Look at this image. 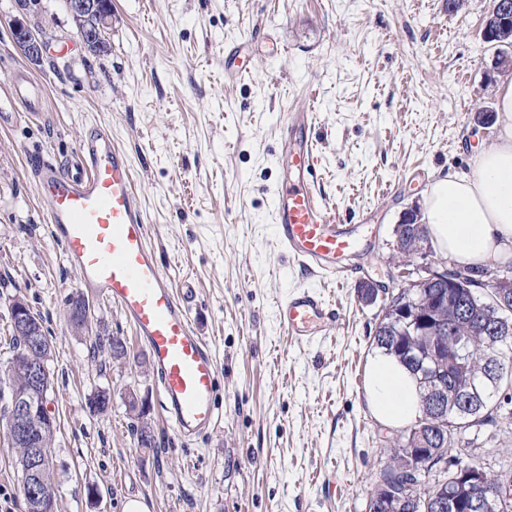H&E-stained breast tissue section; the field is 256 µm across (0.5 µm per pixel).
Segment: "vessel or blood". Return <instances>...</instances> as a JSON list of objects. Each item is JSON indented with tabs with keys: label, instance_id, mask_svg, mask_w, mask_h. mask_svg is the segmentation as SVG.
<instances>
[{
	"label": "vessel or blood",
	"instance_id": "vessel-or-blood-1",
	"mask_svg": "<svg viewBox=\"0 0 512 512\" xmlns=\"http://www.w3.org/2000/svg\"><path fill=\"white\" fill-rule=\"evenodd\" d=\"M42 109L38 85L20 79L0 90V128L16 124V103ZM314 116L302 105L286 113L277 156L271 220L279 250L303 270L335 277L340 258L360 241L338 224L314 190L317 157ZM76 164L44 160L34 166L49 209L46 222L85 291L116 305L149 353L158 378V401L179 437L191 438L219 421L217 365L193 323L195 290L174 287L149 243L142 199L126 154L111 133L88 125L75 148ZM276 318L289 336L310 344L326 336L335 313L313 288L293 289Z\"/></svg>",
	"mask_w": 512,
	"mask_h": 512
}]
</instances>
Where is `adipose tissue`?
<instances>
[{"instance_id":"obj_1","label":"adipose tissue","mask_w":512,"mask_h":512,"mask_svg":"<svg viewBox=\"0 0 512 512\" xmlns=\"http://www.w3.org/2000/svg\"><path fill=\"white\" fill-rule=\"evenodd\" d=\"M421 212L434 247L454 263L489 268L512 259V84L497 91L496 138L478 154L473 177L433 181ZM363 387L376 421L401 429L418 418L417 379L383 350L370 354Z\"/></svg>"}]
</instances>
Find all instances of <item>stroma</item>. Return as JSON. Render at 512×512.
I'll list each match as a JSON object with an SVG mask.
<instances>
[{"instance_id": "stroma-1", "label": "stroma", "mask_w": 512, "mask_h": 512, "mask_svg": "<svg viewBox=\"0 0 512 512\" xmlns=\"http://www.w3.org/2000/svg\"><path fill=\"white\" fill-rule=\"evenodd\" d=\"M490 0H112L111 46L85 52L62 0H40L51 50L27 60L0 0V88L17 75L43 87L41 117L0 129V366L10 356L9 302L25 299L52 341L48 407L56 512H366L389 463V430L371 416L363 374L383 301L359 284L398 291L393 234L439 174L471 175L489 146L499 85L512 69L481 37ZM249 73L224 75V49L243 29ZM311 87L315 186L363 252L333 280L301 271L276 246L270 219L281 122ZM112 133L132 165L150 242L175 285L190 282L196 326L215 355L219 425L182 439L163 420L157 376L119 309L90 297L75 332L66 300L82 295L45 222L34 156L69 161L87 124ZM320 291L336 324L311 345L279 326L293 289ZM99 336H119L113 357ZM110 393L102 415L94 392ZM150 406L155 445H139L130 393ZM468 463L512 462V425L485 427ZM98 489L95 502L89 489ZM0 512H26L15 454L0 436Z\"/></svg>"}]
</instances>
